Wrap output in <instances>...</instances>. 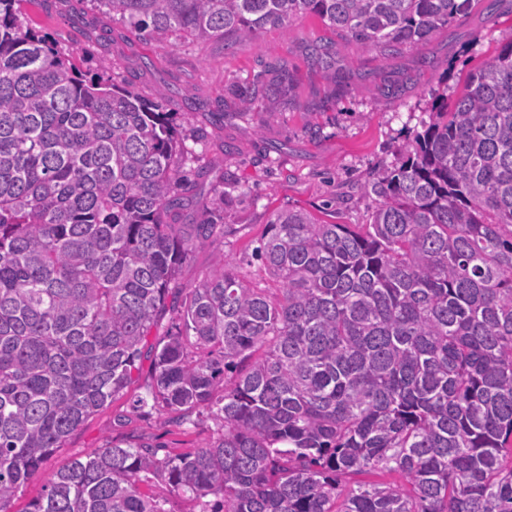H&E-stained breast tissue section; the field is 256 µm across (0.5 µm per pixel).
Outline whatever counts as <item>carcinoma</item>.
Here are the masks:
<instances>
[{
	"mask_svg": "<svg viewBox=\"0 0 512 512\" xmlns=\"http://www.w3.org/2000/svg\"><path fill=\"white\" fill-rule=\"evenodd\" d=\"M0 0V512L90 416L127 392L205 446L110 442L26 512H512V40L470 71L361 186L365 224L276 210L255 248L275 287L227 261L224 186L163 98L87 77ZM175 47L250 41L312 15L365 50L419 47L472 0H94ZM333 45L312 63L333 69ZM189 164L196 168L189 171ZM200 211L187 229L169 217ZM172 313L171 331L149 342ZM395 473L409 485L367 483ZM214 500H208V497Z\"/></svg>",
	"mask_w": 512,
	"mask_h": 512,
	"instance_id": "cac0c4a2",
	"label": "carcinoma"
}]
</instances>
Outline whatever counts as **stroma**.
I'll use <instances>...</instances> for the list:
<instances>
[{
  "label": "stroma",
  "instance_id": "obj_1",
  "mask_svg": "<svg viewBox=\"0 0 512 512\" xmlns=\"http://www.w3.org/2000/svg\"><path fill=\"white\" fill-rule=\"evenodd\" d=\"M26 12L29 24L72 52L80 71L106 73L146 97H164L183 131L203 126L205 112L223 104V129L210 130L194 149L212 158L221 143L236 144L237 152L223 157L224 186L244 185L249 194L224 211L223 248H196L182 266L185 287L210 274L221 252L251 281L265 284L252 253L277 208L299 207L321 217L332 211L336 223H366L371 201L358 183L395 161L397 148L428 122L438 94L456 90L460 71L512 41V0H474L425 45L384 57L363 51L314 16L285 30L267 29L246 45L219 40L168 48L139 37L88 0H35ZM326 42L337 50L332 75L308 59L310 45ZM282 67L292 75L290 84L277 80ZM256 85L266 95L253 112L240 114L241 92ZM150 376L146 359L126 394L86 420L19 488L12 512H26L55 472L107 441L135 437L179 454L208 439L207 424L179 425L157 411L133 409V396L143 393Z\"/></svg>",
  "mask_w": 512,
  "mask_h": 512
}]
</instances>
